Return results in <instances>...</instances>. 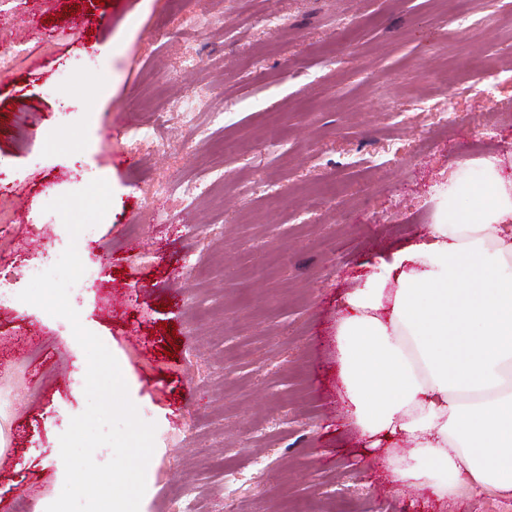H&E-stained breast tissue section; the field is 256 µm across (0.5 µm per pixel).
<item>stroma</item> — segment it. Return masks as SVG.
Listing matches in <instances>:
<instances>
[{"label": "stroma", "mask_w": 512, "mask_h": 512, "mask_svg": "<svg viewBox=\"0 0 512 512\" xmlns=\"http://www.w3.org/2000/svg\"><path fill=\"white\" fill-rule=\"evenodd\" d=\"M75 11L79 39H54ZM0 26L20 52L0 77V255L23 290L67 234L45 205L109 183L79 236L101 280L78 312L156 426L143 512L179 488L196 512H430L346 420L336 319L379 256L426 235L450 177L512 166V0H0ZM193 90L208 139L177 112L155 125ZM212 171L223 186L173 192ZM2 359L0 512H43L86 356L28 304L0 308Z\"/></svg>", "instance_id": "35a3bbf8"}]
</instances>
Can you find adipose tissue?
Here are the masks:
<instances>
[{"label": "adipose tissue", "mask_w": 512, "mask_h": 512, "mask_svg": "<svg viewBox=\"0 0 512 512\" xmlns=\"http://www.w3.org/2000/svg\"><path fill=\"white\" fill-rule=\"evenodd\" d=\"M455 178L434 224L349 291L336 328L347 420L394 483L512 496V176Z\"/></svg>", "instance_id": "obj_1"}]
</instances>
